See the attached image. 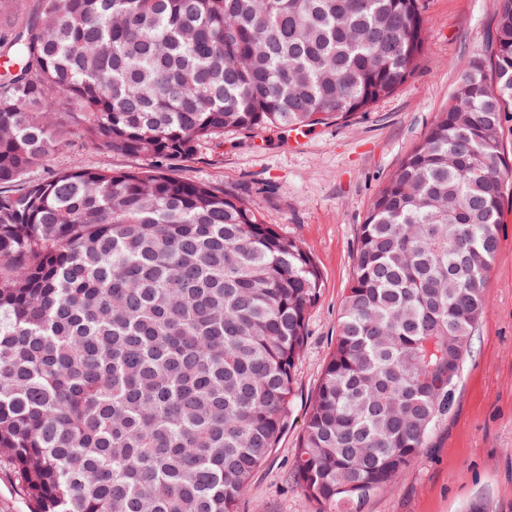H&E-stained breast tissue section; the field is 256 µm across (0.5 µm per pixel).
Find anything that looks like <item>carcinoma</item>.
Returning a JSON list of instances; mask_svg holds the SVG:
<instances>
[{"mask_svg": "<svg viewBox=\"0 0 512 512\" xmlns=\"http://www.w3.org/2000/svg\"><path fill=\"white\" fill-rule=\"evenodd\" d=\"M0 41V461L33 512H239L293 402L322 277L241 197L162 171L224 130L346 122L425 43L418 0H45ZM145 171L29 179L58 137ZM512 0L360 225L291 478L363 512L456 403L512 193Z\"/></svg>", "mask_w": 512, "mask_h": 512, "instance_id": "cac0c4a2", "label": "carcinoma"}]
</instances>
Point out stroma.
Listing matches in <instances>:
<instances>
[{
  "instance_id": "obj_1",
  "label": "stroma",
  "mask_w": 512,
  "mask_h": 512,
  "mask_svg": "<svg viewBox=\"0 0 512 512\" xmlns=\"http://www.w3.org/2000/svg\"><path fill=\"white\" fill-rule=\"evenodd\" d=\"M498 0H419L426 42L415 72L390 96L345 124L302 129L225 130L172 176L242 197L284 236L300 240L322 274L310 310L288 421L255 471L241 512H313L288 473L310 401L336 337L353 274L359 228L380 187L444 111L472 57L489 55ZM55 118L60 141L34 168L40 181L74 164L141 171L152 161L80 136L83 119L66 102ZM499 251L485 288L486 312L473 340L453 411L405 477L364 512H512V199L497 229Z\"/></svg>"
}]
</instances>
